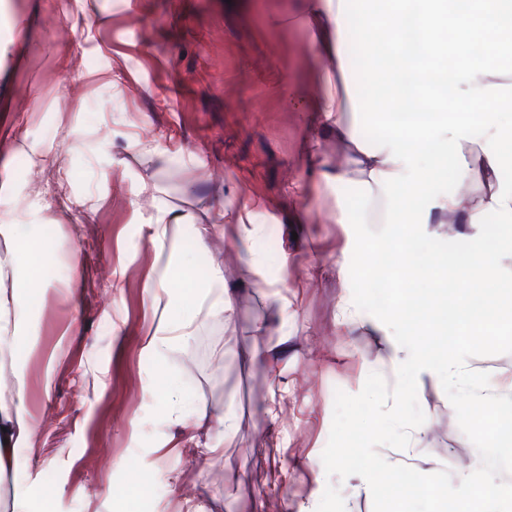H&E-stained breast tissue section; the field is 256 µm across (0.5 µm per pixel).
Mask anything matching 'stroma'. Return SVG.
Here are the masks:
<instances>
[{
	"mask_svg": "<svg viewBox=\"0 0 512 512\" xmlns=\"http://www.w3.org/2000/svg\"><path fill=\"white\" fill-rule=\"evenodd\" d=\"M307 3L0 0V178L12 221L49 246L44 286L22 299L29 431L0 512H373L366 481L328 477L321 458L336 391L373 372L394 383L395 340L341 316L356 182L314 174L343 157L303 105L329 70ZM390 65L382 51L351 62L352 95L383 108ZM41 193L56 203L31 214ZM161 209L185 221L159 241ZM217 269L228 304L206 315ZM418 402L429 430L381 455L424 474L479 465L437 375H419Z\"/></svg>",
	"mask_w": 512,
	"mask_h": 512,
	"instance_id": "stroma-1",
	"label": "stroma"
}]
</instances>
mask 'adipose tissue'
<instances>
[{
  "mask_svg": "<svg viewBox=\"0 0 512 512\" xmlns=\"http://www.w3.org/2000/svg\"><path fill=\"white\" fill-rule=\"evenodd\" d=\"M470 2L461 13L450 0H396L399 11L417 17L426 43L418 52L403 50L398 38L389 43L395 56L389 92L427 107L426 120H389L369 144L359 139L348 116L347 96L328 86L309 102L323 135L345 158L342 166H325L319 177L325 182L357 179L366 204L355 216L357 223H367V208L379 202L384 223H393V191L402 185L427 200L412 213L414 224L478 226L491 213L512 223V183L497 177L502 166L512 165V122L500 120L512 112V66L502 64L504 51L512 48V0ZM308 11L318 56L341 76L347 73L350 25L372 30L394 24L392 17L365 9L364 0H311ZM475 40L481 44L477 52L470 48ZM440 173L458 178L465 192L434 196L431 184ZM24 317L17 290L0 288V364L11 358ZM25 413L23 389L0 402V476L14 470L16 447L27 429Z\"/></svg>",
  "mask_w": 512,
  "mask_h": 512,
  "instance_id": "obj_1",
  "label": "adipose tissue"
}]
</instances>
